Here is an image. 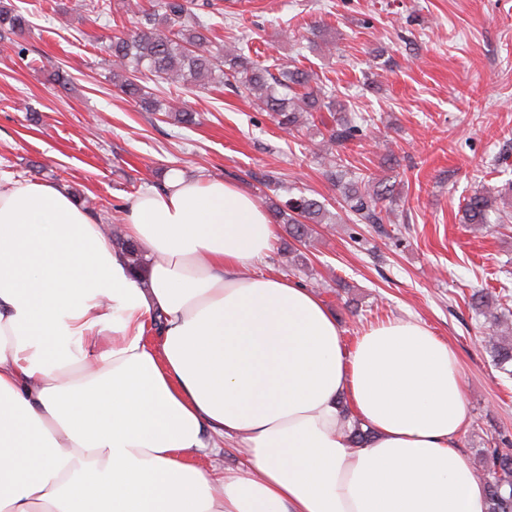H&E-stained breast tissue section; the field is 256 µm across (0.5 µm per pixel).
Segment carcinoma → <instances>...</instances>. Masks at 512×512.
<instances>
[{"instance_id":"carcinoma-1","label":"carcinoma","mask_w":512,"mask_h":512,"mask_svg":"<svg viewBox=\"0 0 512 512\" xmlns=\"http://www.w3.org/2000/svg\"><path fill=\"white\" fill-rule=\"evenodd\" d=\"M190 0H157L148 9L140 10L137 31L113 37L108 52L112 57V83L122 94L139 103L147 112H165L175 122L195 123V114L187 108H175L152 96L145 87L130 76V72L147 71L154 77L184 86L204 88L210 84H234L241 94L254 97L261 109L270 114L277 126L291 134L308 125H315L314 113L329 112L332 121H320L323 142L328 146L341 145L355 138L357 125L342 115V107L334 95L321 86L312 85L311 74L294 61H273L264 66L252 61L234 45L225 47L222 59L214 58L209 50L211 12L210 0L199 4L194 22L185 24L191 13ZM30 26L26 14L10 3L0 0V41L14 47L13 36ZM394 185L385 180L374 184L343 187L347 214L363 224H382L392 199ZM512 194V183L491 193L476 191L462 209V223L480 228L491 223L497 215L503 223L499 204ZM279 224L288 225L289 234L300 241L308 236L312 224H327L325 205L319 200L300 195L291 197L273 208ZM112 245L128 258L131 268L145 272L141 248L118 232L112 234ZM472 306L485 318L489 333L483 337L494 365L512 376V327L506 317L501 299L486 289L474 292ZM479 478L485 487L484 512H512V445L486 448L481 458Z\"/></svg>"}]
</instances>
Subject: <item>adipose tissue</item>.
<instances>
[{"instance_id": "1", "label": "adipose tissue", "mask_w": 512, "mask_h": 512, "mask_svg": "<svg viewBox=\"0 0 512 512\" xmlns=\"http://www.w3.org/2000/svg\"><path fill=\"white\" fill-rule=\"evenodd\" d=\"M122 232L144 277L65 186L0 175V512H483L426 325L345 346L315 290L256 272L278 227L231 182L171 169ZM225 440L241 467L200 464ZM112 245L117 249H120V251L128 258L129 265L135 272H145L143 252L144 256L146 252L144 249L142 252L141 248L138 245L124 238V236L118 232L112 233Z\"/></svg>"}]
</instances>
